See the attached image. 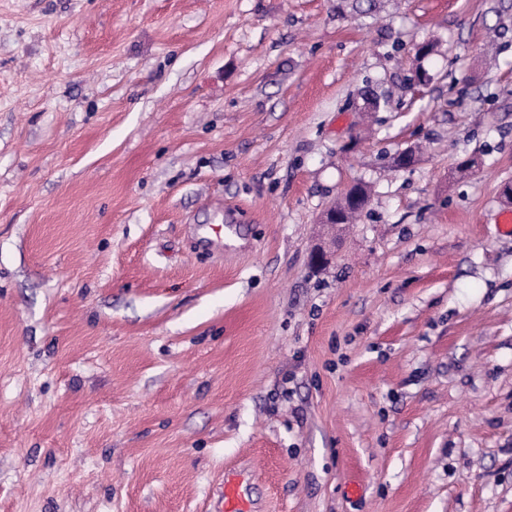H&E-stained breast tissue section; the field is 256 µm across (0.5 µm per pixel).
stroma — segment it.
<instances>
[{"label":"stroma","instance_id":"1","mask_svg":"<svg viewBox=\"0 0 512 512\" xmlns=\"http://www.w3.org/2000/svg\"><path fill=\"white\" fill-rule=\"evenodd\" d=\"M510 182L512 0H0V512H512ZM222 498L225 512H250L248 502L239 484L225 482Z\"/></svg>","mask_w":512,"mask_h":512}]
</instances>
